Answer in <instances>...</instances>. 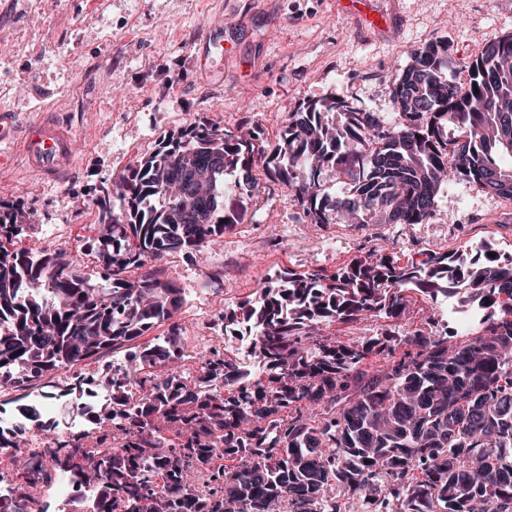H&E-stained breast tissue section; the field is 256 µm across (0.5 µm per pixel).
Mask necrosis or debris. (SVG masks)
Listing matches in <instances>:
<instances>
[{
	"label": "necrosis or debris",
	"instance_id": "4bbe7bcc",
	"mask_svg": "<svg viewBox=\"0 0 512 512\" xmlns=\"http://www.w3.org/2000/svg\"><path fill=\"white\" fill-rule=\"evenodd\" d=\"M190 305L195 320L191 329L182 334L178 350L179 374L197 380L203 389L223 391L222 381L200 373L206 360L224 348L218 312L209 307L208 291L204 288L197 289ZM84 375L80 368L66 371L64 387L60 390L54 383L44 380L25 389V399L39 411L37 419L26 424L28 444L23 448H0V487L25 499L29 512H87L94 497L93 488L76 485L66 473L53 470L51 461L43 454L58 437L79 435L95 439L96 433L88 417L111 404L112 392L87 384ZM31 465L49 469V480L19 485L18 470Z\"/></svg>",
	"mask_w": 512,
	"mask_h": 512
}]
</instances>
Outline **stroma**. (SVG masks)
<instances>
[{
    "label": "stroma",
    "mask_w": 512,
    "mask_h": 512,
    "mask_svg": "<svg viewBox=\"0 0 512 512\" xmlns=\"http://www.w3.org/2000/svg\"><path fill=\"white\" fill-rule=\"evenodd\" d=\"M377 25L339 0H0V110L22 126L49 116L75 134L65 175L46 180L19 155L0 163V199L33 220L16 248L82 245L84 271L97 275L95 198L135 159L192 121L233 130L244 123L274 142L290 112L330 98L390 114L393 78L416 49L448 42V73L512 34V0H373ZM220 27L223 51L199 65L204 37ZM251 192L224 197L237 226L209 252L181 251L159 265L184 291L208 276L215 306L255 298L257 288L291 269L333 273L373 248L401 264L491 245L512 253V201L449 174L440 211L426 224H314L293 193L271 182L262 159ZM403 318L367 317L324 327L353 343L402 339L422 330L447 335L442 302L408 292Z\"/></svg>",
    "instance_id": "obj_1"
}]
</instances>
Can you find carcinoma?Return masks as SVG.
Instances as JSON below:
<instances>
[{"label": "carcinoma", "mask_w": 512, "mask_h": 512, "mask_svg": "<svg viewBox=\"0 0 512 512\" xmlns=\"http://www.w3.org/2000/svg\"><path fill=\"white\" fill-rule=\"evenodd\" d=\"M392 104L388 119L336 98L309 104L259 147L242 126L182 129L114 180L120 210L96 201L108 279L67 251L10 247L26 213L0 201V384L70 370L167 325L145 358L166 369L170 391H147L129 415L115 392L93 417L110 448L74 435L45 449L74 481L97 484L93 512H342L346 497L381 495L400 512H512V261L455 253L402 266L375 249L332 275L290 273L222 314L225 328L255 334L267 380L234 388L233 363L217 354L202 372L224 393L176 382L184 296L155 264L224 237V175L241 171L237 187L250 186L254 155L313 224H426L450 169L512 199V164L500 162L512 159V34L486 43L464 89L448 78L447 41L418 48L394 77ZM336 111L340 125L325 120ZM327 171L342 193L325 191ZM450 288L485 309L471 342L417 330L400 343L344 344L320 333L398 319L407 292L434 301ZM371 356L378 367L365 365Z\"/></svg>", "instance_id": "carcinoma-1"}]
</instances>
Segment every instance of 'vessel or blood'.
I'll return each instance as SVG.
<instances>
[{
	"label": "vessel or blood",
	"instance_id": "vessel-or-blood-1",
	"mask_svg": "<svg viewBox=\"0 0 512 512\" xmlns=\"http://www.w3.org/2000/svg\"><path fill=\"white\" fill-rule=\"evenodd\" d=\"M19 145L29 169L53 179L74 164L76 139L67 127L46 119L22 129L15 113H0V148Z\"/></svg>",
	"mask_w": 512,
	"mask_h": 512
}]
</instances>
